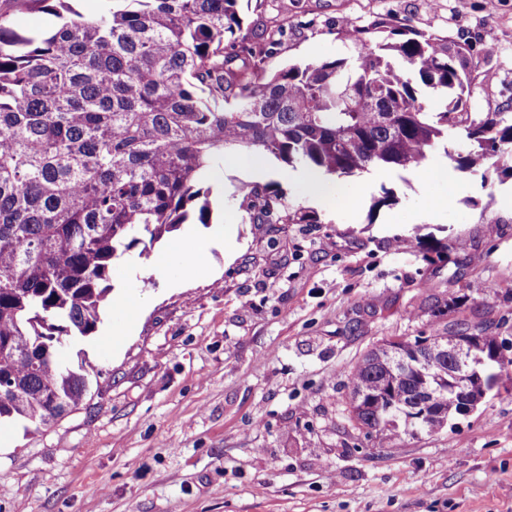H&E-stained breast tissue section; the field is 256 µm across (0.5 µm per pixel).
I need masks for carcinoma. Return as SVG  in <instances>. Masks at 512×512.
I'll return each mask as SVG.
<instances>
[{
    "instance_id": "1",
    "label": "carcinoma",
    "mask_w": 512,
    "mask_h": 512,
    "mask_svg": "<svg viewBox=\"0 0 512 512\" xmlns=\"http://www.w3.org/2000/svg\"><path fill=\"white\" fill-rule=\"evenodd\" d=\"M59 18L43 37L0 9V424L49 427L77 407L85 364L65 365L66 340L93 334L112 294L114 260L148 253L188 222L210 224L205 186L226 155L261 153L327 180L372 169L410 171L440 144L456 171L482 183L512 156V114L468 112L482 90L465 47L380 17L341 21L343 58L274 73L263 59L296 25L239 0H124L90 15L67 0H10ZM425 92L444 108L428 112ZM258 224H317L284 203L276 182L246 196ZM467 333L508 374L503 343L465 319L443 333L388 341L350 369L348 428L397 448L441 433L448 337Z\"/></svg>"
}]
</instances>
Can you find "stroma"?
Here are the masks:
<instances>
[{
    "label": "stroma",
    "mask_w": 512,
    "mask_h": 512,
    "mask_svg": "<svg viewBox=\"0 0 512 512\" xmlns=\"http://www.w3.org/2000/svg\"><path fill=\"white\" fill-rule=\"evenodd\" d=\"M255 0L257 15L298 27L266 58L344 55L342 18L389 17L464 43L485 80L474 112L512 105V0ZM420 168L330 181L322 198L304 168L259 174L223 164L209 184V225L184 224L149 254L112 270L96 333L64 349L92 368L77 410L52 427L0 433V512H512V387L502 386L437 436L391 448L344 430L348 372L372 345L464 318L512 346V178L463 186L429 209ZM277 182L316 224H256L243 191ZM396 204L373 210L383 189ZM232 225L209 278L179 257L195 237Z\"/></svg>",
    "instance_id": "obj_1"
}]
</instances>
